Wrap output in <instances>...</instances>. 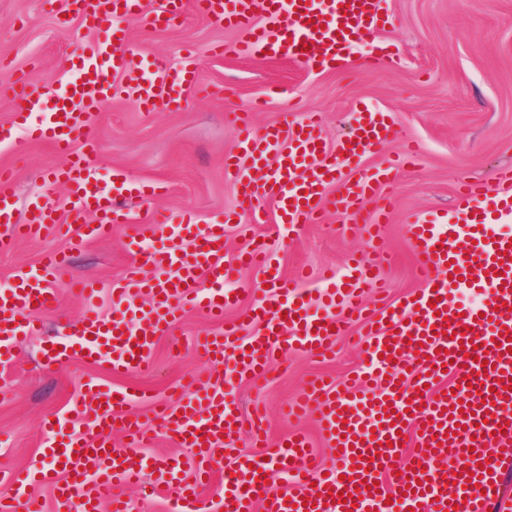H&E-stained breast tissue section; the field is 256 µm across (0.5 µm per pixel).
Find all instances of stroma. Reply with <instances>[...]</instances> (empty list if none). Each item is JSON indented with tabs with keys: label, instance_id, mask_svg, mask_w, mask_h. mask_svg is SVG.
<instances>
[{
	"label": "stroma",
	"instance_id": "1",
	"mask_svg": "<svg viewBox=\"0 0 512 512\" xmlns=\"http://www.w3.org/2000/svg\"><path fill=\"white\" fill-rule=\"evenodd\" d=\"M383 7L392 23L379 41L398 56V63L371 64L364 51L355 50L340 70L308 71L285 59L214 58L210 45L231 43L234 35L191 8L160 28L140 18L124 21L142 56L141 75H149L157 61L181 66L191 52L196 79L185 92L188 104L182 110L147 114L116 96L103 104L96 120L101 174L160 190L148 203L130 195L125 202L129 223L113 225L108 235L69 251L73 274L100 283V312L112 308L109 286L131 264L127 238L140 231L146 213L189 212L198 223L211 224L223 222L225 211L235 208V195L224 179V157L238 154L239 148L226 115L255 100L266 104L254 115L257 131L314 112L331 148L347 135L358 110L388 113L394 134L381 155L366 156L365 164L379 165L382 156L400 154L410 144L418 158L379 190L380 198L392 203L379 239L391 259L380 270L387 293L369 302L378 307L394 303L421 288L406 225L427 213L455 210L459 185L492 180L499 170L512 167V0H384ZM68 10L67 0H0V51L8 53L0 64V169L13 174V216L18 220L28 202L45 192L61 202L67 199L64 186L46 181L64 158L48 143L29 140L12 117L19 109L13 92L19 80L52 100L54 90L65 87L66 57L76 44L97 39V32L83 28ZM344 222L341 214L329 211L322 222L292 231L278 223L268 205L259 218L246 214L241 223L226 225L224 258L234 262L247 238L265 236L284 274L293 277L300 292L313 295L322 288L324 275H343L349 256L367 247L363 234L345 228ZM64 249L59 239L15 241L0 250V287L9 285L16 268L39 265ZM216 328L201 315L187 313L171 334L157 337L151 369L130 376L77 360L48 362L41 354L42 337L22 339L13 362L0 364V470L45 465L41 450L51 437L48 421L86 423V413L76 405L87 380L136 387L144 398L131 412L145 419L175 387L208 379L210 366L194 343ZM363 366L362 352L342 338L335 353L326 356L293 351L271 360L261 379L239 378L229 365L224 378L243 416L263 408V439L273 443L294 432L305 434L319 463L330 469L335 458L314 417L291 421L282 409L309 380L338 381Z\"/></svg>",
	"mask_w": 512,
	"mask_h": 512
}]
</instances>
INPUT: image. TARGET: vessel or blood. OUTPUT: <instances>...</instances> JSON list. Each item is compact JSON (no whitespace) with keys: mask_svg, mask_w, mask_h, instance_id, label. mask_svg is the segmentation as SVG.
I'll return each instance as SVG.
<instances>
[{"mask_svg":"<svg viewBox=\"0 0 512 512\" xmlns=\"http://www.w3.org/2000/svg\"><path fill=\"white\" fill-rule=\"evenodd\" d=\"M268 19L256 21L257 0H192L213 22L236 32L228 50L241 58L259 54L287 56L306 69L341 66L349 51L367 50L377 59L375 36L390 24L382 0H266ZM180 0H161L148 9L145 0H83L80 13L87 27L110 26L111 33L80 45L63 64L68 86L46 104L35 90H21L24 106L15 113L16 127L69 158L67 167L47 179L69 186L68 207L60 209L51 193L27 209L24 223L7 210L12 176L0 170V246L28 238H65L78 246L100 238L128 215L113 200L99 176L94 119L111 99L117 73L139 68L141 54L116 20L143 18L159 25L175 19ZM215 46V54H223ZM195 80L191 63L173 68L154 63L151 76L119 88L124 98L145 112L182 108V94ZM238 146L249 157L240 167L236 157L224 160L226 177L238 206L220 224H200L186 217L171 224L155 218L151 230L161 246L147 249L131 235L133 257L125 278L112 286L108 315L88 310L66 324L64 337L47 340V360L74 359L102 365L113 374L147 371L157 336L171 333L183 313L195 311L224 329L198 338L216 371L197 388L183 391L175 404H158L153 429H160L183 449L171 464L148 480L146 450L153 429L128 417L124 409L135 398L130 387L112 388L86 381L79 405L92 409L90 426L55 433L43 454L46 467L14 470L11 487L26 489L42 481L53 490L55 512H97L104 496L112 512H125L113 489L141 485L145 497L166 491L174 512H202L201 491L216 472L224 474L222 512H488L502 496L501 464L512 457V171L499 172L493 184L463 185L460 210L447 223L437 217L406 225L409 245L418 258L424 286L400 305L367 309L365 289L380 288L374 271L385 255L374 242L387 223V204H374L378 186L395 180L416 151L407 148L381 167L343 175L341 165L379 152L394 130L386 113L361 111L352 133L328 148L321 122L313 116L256 132L248 113L233 117ZM276 165H269V158ZM336 197L326 198L330 183ZM275 204L280 223L296 229L319 221L326 209L364 225L370 243L365 257L352 258L339 286L308 298L300 293L271 256L266 242L248 238L237 261L253 268L261 289L246 316L260 324L259 333L224 320L239 293L225 289L230 270L224 265V227L263 203ZM96 223H89V216ZM69 266L67 256L53 257L38 268H18L11 283L0 288V363L10 361L18 337L39 336L43 326L36 311L58 302L53 288ZM152 276H144V269ZM151 298L149 309L137 301ZM481 296L480 305H460L459 294ZM364 327L362 375L338 383L314 380L289 416L315 408L318 426L336 458L335 469L323 472L307 437L289 434L268 455L239 452L224 462V445L233 442L243 419L231 390L224 386L223 364L238 377L256 379L275 353L331 352L338 334L352 322ZM122 444H113V432ZM413 432L411 462L397 457L405 432ZM461 461L449 465L448 455Z\"/></svg>","mask_w":512,"mask_h":512,"instance_id":"vessel-or-blood-1","label":"vessel or blood"}]
</instances>
